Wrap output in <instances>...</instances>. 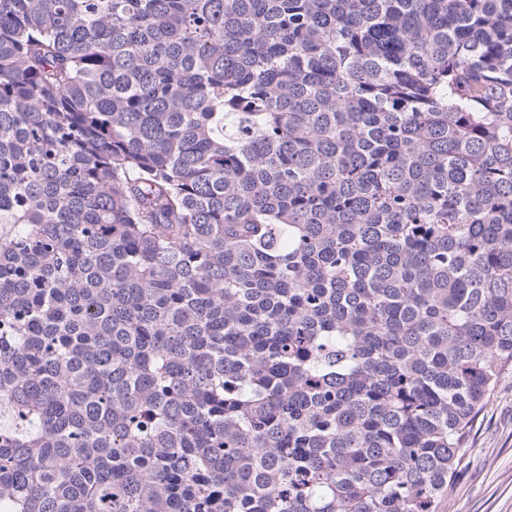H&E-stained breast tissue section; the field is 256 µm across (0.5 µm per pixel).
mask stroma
Returning <instances> with one entry per match:
<instances>
[{
  "label": "stroma",
  "instance_id": "obj_1",
  "mask_svg": "<svg viewBox=\"0 0 512 512\" xmlns=\"http://www.w3.org/2000/svg\"><path fill=\"white\" fill-rule=\"evenodd\" d=\"M440 512H512V370L487 396Z\"/></svg>",
  "mask_w": 512,
  "mask_h": 512
}]
</instances>
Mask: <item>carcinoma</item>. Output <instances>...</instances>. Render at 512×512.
<instances>
[{"label": "carcinoma", "instance_id": "cac0c4a2", "mask_svg": "<svg viewBox=\"0 0 512 512\" xmlns=\"http://www.w3.org/2000/svg\"><path fill=\"white\" fill-rule=\"evenodd\" d=\"M512 368V0H0V512H439Z\"/></svg>", "mask_w": 512, "mask_h": 512}]
</instances>
